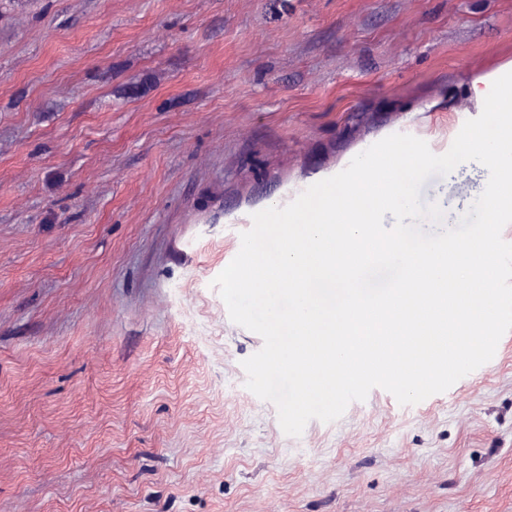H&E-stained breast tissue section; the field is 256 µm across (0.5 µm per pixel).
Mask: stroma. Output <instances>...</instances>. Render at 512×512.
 <instances>
[{"mask_svg":"<svg viewBox=\"0 0 512 512\" xmlns=\"http://www.w3.org/2000/svg\"><path fill=\"white\" fill-rule=\"evenodd\" d=\"M512 0H0V512H512V331L286 435L226 215L389 132L452 145ZM487 169L423 186L452 227Z\"/></svg>","mask_w":512,"mask_h":512,"instance_id":"obj_1","label":"stroma"}]
</instances>
